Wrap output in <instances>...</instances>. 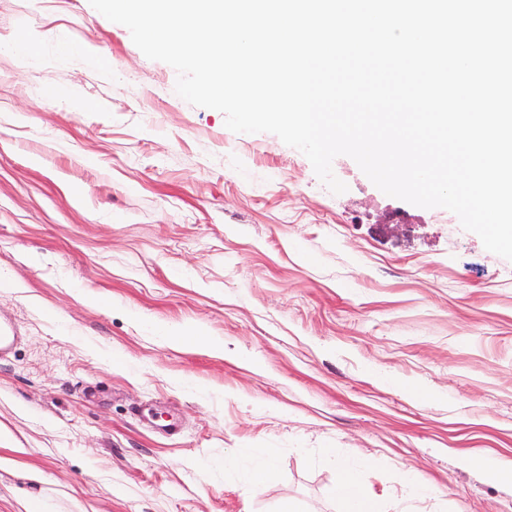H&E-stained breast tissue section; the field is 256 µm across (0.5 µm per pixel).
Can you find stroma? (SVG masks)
<instances>
[{
    "label": "stroma",
    "mask_w": 512,
    "mask_h": 512,
    "mask_svg": "<svg viewBox=\"0 0 512 512\" xmlns=\"http://www.w3.org/2000/svg\"><path fill=\"white\" fill-rule=\"evenodd\" d=\"M176 78L89 0H0V512H339L342 462L512 512L463 463L512 460V261Z\"/></svg>",
    "instance_id": "1"
}]
</instances>
